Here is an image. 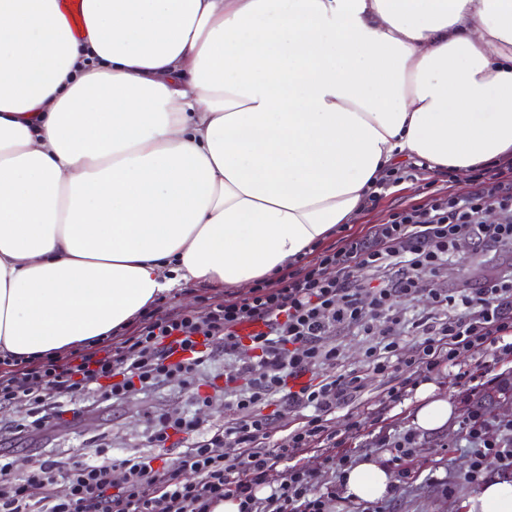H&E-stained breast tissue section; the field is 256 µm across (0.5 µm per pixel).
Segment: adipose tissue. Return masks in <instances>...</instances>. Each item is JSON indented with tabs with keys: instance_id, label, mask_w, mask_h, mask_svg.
<instances>
[{
	"instance_id": "ef3b65f1",
	"label": "adipose tissue",
	"mask_w": 512,
	"mask_h": 512,
	"mask_svg": "<svg viewBox=\"0 0 512 512\" xmlns=\"http://www.w3.org/2000/svg\"><path fill=\"white\" fill-rule=\"evenodd\" d=\"M0 0V356L277 275L406 160L512 158V0ZM411 424L454 415L430 384ZM381 458L346 497H388ZM468 512H512L486 481Z\"/></svg>"
}]
</instances>
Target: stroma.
<instances>
[{
    "label": "stroma",
    "instance_id": "stroma-1",
    "mask_svg": "<svg viewBox=\"0 0 512 512\" xmlns=\"http://www.w3.org/2000/svg\"><path fill=\"white\" fill-rule=\"evenodd\" d=\"M474 188L470 174L446 172L426 177L424 170L413 171L381 196L369 203L359 219L352 224L339 225L336 232L324 241L327 249L340 248L345 240L362 238L372 226L387 223L395 212L423 205L434 191L464 196ZM505 255L486 252L483 262L464 261L455 266H443L437 276L429 278L431 288L488 287L499 271L505 269ZM224 289L189 284L154 305L157 314L170 311L196 312L208 301L222 298ZM331 343L342 350V365L347 371L366 373L361 402L376 408L375 418L355 421L350 408L337 410L329 422L337 439L343 440L345 450L352 458L364 456L391 457L390 438L409 432L410 412L415 388H408L401 403L385 407V376L368 372L365 361L367 342L357 331L345 329L330 335ZM484 371L491 376L490 384L477 390L450 386L447 376L434 378L437 391L448 395L456 407V417L448 429L437 433L418 434L416 468L417 480L409 485H398L390 497L381 499L385 512H465V501L473 496L477 485L467 481L470 446L464 439V420L474 411L476 402L494 403L501 394L496 374L512 373V358L493 359L491 353L479 356ZM187 392L179 381L172 380L158 392L129 400L123 406H112L108 401L78 402L81 417L70 427L51 420L41 435L17 438L0 435V454L9 457L16 471L28 469L35 461L57 462L68 466L84 458L95 446L122 448L129 453H147L151 447L148 436L151 418L156 409L168 411L185 406Z\"/></svg>",
    "mask_w": 512,
    "mask_h": 512
}]
</instances>
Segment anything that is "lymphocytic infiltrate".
Returning a JSON list of instances; mask_svg holds the SVG:
<instances>
[{"label": "lymphocytic infiltrate", "instance_id": "obj_1", "mask_svg": "<svg viewBox=\"0 0 512 512\" xmlns=\"http://www.w3.org/2000/svg\"><path fill=\"white\" fill-rule=\"evenodd\" d=\"M475 180L477 189L470 195L431 194L423 206L397 212L370 235L257 283L245 297L210 303L195 314L158 316L147 310L131 335L116 334L64 357L38 363L7 359L8 369L0 373V407L19 414L12 433L36 434L75 396L104 395L121 404L173 378L194 404L209 405L199 375L214 359L212 343L223 340L225 355L235 356L245 343L240 328L260 327L246 341L251 356L225 376L230 401L223 424L180 410L155 415V447H165L175 435L183 438L178 468L156 465L151 455L117 460L111 449L97 448L66 470L69 490L59 497L53 492L58 473L53 465L20 473L0 458V512H211L227 498L238 501L240 512H331L341 486L319 481L296 460L323 448L330 469L347 465L348 455L337 452L329 417L354 404L365 378L337 372L341 349L326 344L325 336L339 326L355 327L369 339L365 355L372 373L405 372V379L386 389L391 405L418 378L445 365L455 369L452 385L479 386L480 366L458 369L462 355L512 354V273L476 293L425 286L461 246L478 242L489 250H512V162L479 170ZM390 267L398 268L397 280L380 281L375 288L354 281L355 271L372 279ZM423 291L442 316L425 325L422 339L407 352L399 341L402 318L393 313L392 302ZM303 375L307 383L292 389L290 380ZM277 404L302 414L283 445L272 442L263 413ZM490 424L477 413L465 423L466 439L474 447L473 482L481 477L486 457L512 467V425L491 440L486 436ZM275 458L290 463L288 478L280 483L268 478ZM116 466L124 471L118 484L110 479ZM185 470L192 479L182 478Z\"/></svg>", "mask_w": 512, "mask_h": 512}]
</instances>
